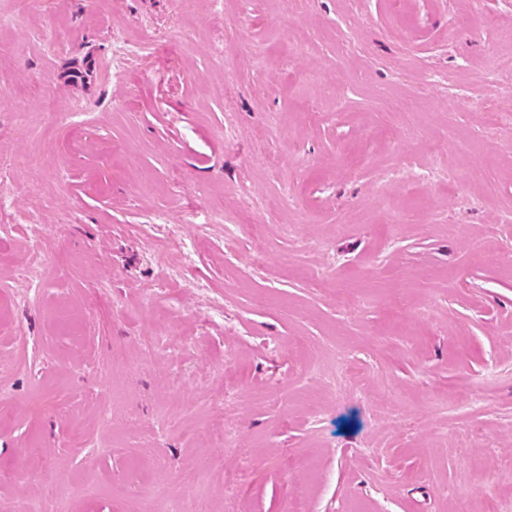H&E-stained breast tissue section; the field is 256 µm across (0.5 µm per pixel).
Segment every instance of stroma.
Wrapping results in <instances>:
<instances>
[{"mask_svg": "<svg viewBox=\"0 0 512 512\" xmlns=\"http://www.w3.org/2000/svg\"><path fill=\"white\" fill-rule=\"evenodd\" d=\"M223 2L0 0V500L504 512L512 0Z\"/></svg>", "mask_w": 512, "mask_h": 512, "instance_id": "stroma-1", "label": "stroma"}]
</instances>
